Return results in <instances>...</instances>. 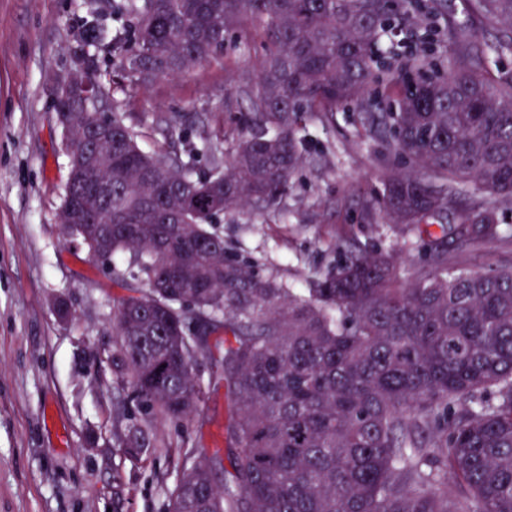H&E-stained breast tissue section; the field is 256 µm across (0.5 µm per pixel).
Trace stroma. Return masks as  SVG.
Masks as SVG:
<instances>
[{"instance_id": "35a3bbf8", "label": "stroma", "mask_w": 512, "mask_h": 512, "mask_svg": "<svg viewBox=\"0 0 512 512\" xmlns=\"http://www.w3.org/2000/svg\"><path fill=\"white\" fill-rule=\"evenodd\" d=\"M112 0H0V512H166L185 450L223 449L231 412L223 391H205L200 411L175 425L138 415L156 444L133 458L113 447L115 406L126 394L92 350L112 346L113 303L126 288L67 240L57 214L68 158L50 94L84 48L80 21ZM253 27L187 73L108 90L107 112L121 113L151 153L170 142L155 117L179 113L192 141L216 121L235 128L264 54ZM304 162L277 210L225 215L228 251L304 296L339 259L336 243L399 247L381 213L365 205L381 178L398 170L351 108L322 114L301 131ZM457 267L512 265V237L458 253ZM73 319L60 323L55 298Z\"/></svg>"}]
</instances>
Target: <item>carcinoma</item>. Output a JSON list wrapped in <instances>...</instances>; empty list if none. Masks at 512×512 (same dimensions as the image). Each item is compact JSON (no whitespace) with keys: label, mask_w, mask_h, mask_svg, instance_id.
Segmentation results:
<instances>
[{"label":"carcinoma","mask_w":512,"mask_h":512,"mask_svg":"<svg viewBox=\"0 0 512 512\" xmlns=\"http://www.w3.org/2000/svg\"><path fill=\"white\" fill-rule=\"evenodd\" d=\"M501 37L446 12L409 71L445 49L446 74L406 81L379 52L415 0H128L121 30L97 20L83 39L118 86L179 75L246 24L264 33L261 74L243 93L250 119L229 158L208 139L187 153L141 150L112 113V239L92 258L129 255L141 283L113 310L112 373L145 413L181 422L203 395L207 336L224 330L233 418L227 459L187 452L167 512H512V266L456 271L452 254L503 238L512 209V0H462ZM352 107L408 168L378 203L403 247L336 244L340 259L301 298L227 255L218 218L264 212L288 195L299 133ZM186 138L175 115L159 116ZM89 170L68 162L61 209L88 201ZM422 261L405 265V256ZM116 446L151 447L130 413Z\"/></svg>","instance_id":"cac0c4a2"}]
</instances>
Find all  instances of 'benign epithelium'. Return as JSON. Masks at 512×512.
<instances>
[{
	"label": "benign epithelium",
	"mask_w": 512,
	"mask_h": 512,
	"mask_svg": "<svg viewBox=\"0 0 512 512\" xmlns=\"http://www.w3.org/2000/svg\"><path fill=\"white\" fill-rule=\"evenodd\" d=\"M103 96L104 88L97 75L87 67L85 57H79L50 96V106L55 112L60 111L59 104L62 102L76 101L80 104V109L71 118L59 121L66 152L87 155L97 152V145L83 136L87 131L98 130L110 135L111 128L99 106Z\"/></svg>",
	"instance_id": "1"
}]
</instances>
